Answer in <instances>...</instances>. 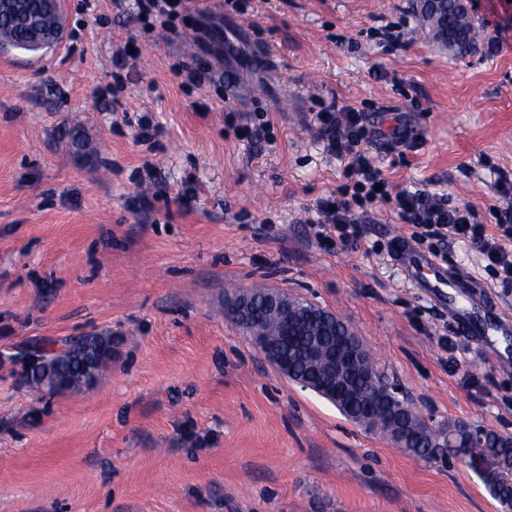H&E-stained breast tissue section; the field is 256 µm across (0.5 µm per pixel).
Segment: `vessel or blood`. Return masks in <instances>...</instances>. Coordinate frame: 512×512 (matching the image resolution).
Returning <instances> with one entry per match:
<instances>
[{"mask_svg":"<svg viewBox=\"0 0 512 512\" xmlns=\"http://www.w3.org/2000/svg\"><path fill=\"white\" fill-rule=\"evenodd\" d=\"M398 254L410 268L430 274L422 286L436 300L448 304V318L457 330L486 342L512 335V317L481 309L478 303L481 282L448 268L441 260L416 253L405 240H398Z\"/></svg>","mask_w":512,"mask_h":512,"instance_id":"b4317fda","label":"vessel or blood"}]
</instances>
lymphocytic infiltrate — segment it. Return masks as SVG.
Instances as JSON below:
<instances>
[{
  "instance_id": "obj_1",
  "label": "lymphocytic infiltrate",
  "mask_w": 512,
  "mask_h": 512,
  "mask_svg": "<svg viewBox=\"0 0 512 512\" xmlns=\"http://www.w3.org/2000/svg\"><path fill=\"white\" fill-rule=\"evenodd\" d=\"M332 153L343 163L353 183L341 196L322 198L317 207V237L346 243L359 233V216L372 206L389 207L402 223L408 224L414 239L452 236L481 254L498 278L512 283V213L499 233H488L467 206H450L444 195L429 191L392 190L384 186L374 159L365 149L372 132L359 109L345 105L315 115Z\"/></svg>"
}]
</instances>
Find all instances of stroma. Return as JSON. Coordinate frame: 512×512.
<instances>
[{
  "label": "stroma",
  "mask_w": 512,
  "mask_h": 512,
  "mask_svg": "<svg viewBox=\"0 0 512 512\" xmlns=\"http://www.w3.org/2000/svg\"><path fill=\"white\" fill-rule=\"evenodd\" d=\"M416 4L191 0L165 27L132 0H65L61 44L0 46V512H503L459 457L426 463L348 421L225 313L256 285L327 309L435 428L512 436V336L489 351L449 324L395 253L410 227L383 206L356 244L312 227L347 178L310 117L352 105L393 187L447 195L498 230L512 0H467L480 36L464 54ZM379 19L404 22L402 47L381 48ZM202 21L223 59L200 50ZM399 115L415 148L381 134ZM414 248L512 314V284L468 244ZM90 333L113 343L91 389L21 382L22 349Z\"/></svg>",
  "instance_id": "1"
}]
</instances>
